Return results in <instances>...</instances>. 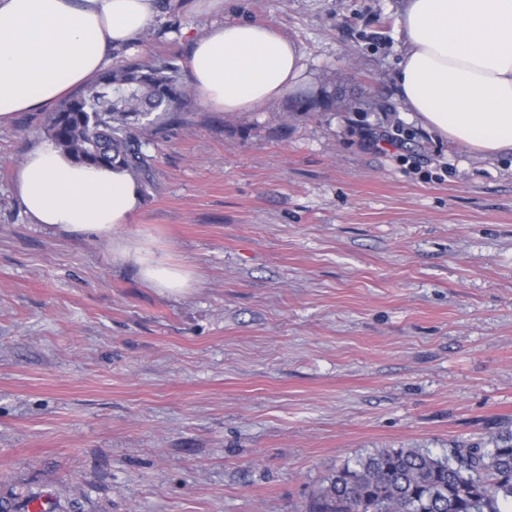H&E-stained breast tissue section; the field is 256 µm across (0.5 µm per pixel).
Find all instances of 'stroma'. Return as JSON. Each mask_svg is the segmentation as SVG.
<instances>
[{
    "instance_id": "stroma-1",
    "label": "stroma",
    "mask_w": 512,
    "mask_h": 512,
    "mask_svg": "<svg viewBox=\"0 0 512 512\" xmlns=\"http://www.w3.org/2000/svg\"><path fill=\"white\" fill-rule=\"evenodd\" d=\"M402 5L156 0L115 51L182 65L212 24L248 20L303 56L304 87L261 111L198 97L149 132L121 233L184 265L183 294L106 236L33 223L14 180L49 111L0 123V505L305 512L374 450L512 429V155L411 120Z\"/></svg>"
}]
</instances>
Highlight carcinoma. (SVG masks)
Segmentation results:
<instances>
[{"label":"carcinoma","mask_w":512,"mask_h":512,"mask_svg":"<svg viewBox=\"0 0 512 512\" xmlns=\"http://www.w3.org/2000/svg\"><path fill=\"white\" fill-rule=\"evenodd\" d=\"M192 97L173 61L128 58L48 117L47 134L76 163L126 168L149 183L153 157L143 132L163 118L182 120ZM309 512H512V432L459 442L442 456L384 448L343 465Z\"/></svg>","instance_id":"cac0c4a2"}]
</instances>
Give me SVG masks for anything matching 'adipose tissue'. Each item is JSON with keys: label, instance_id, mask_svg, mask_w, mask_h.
<instances>
[{"label": "adipose tissue", "instance_id": "1", "mask_svg": "<svg viewBox=\"0 0 512 512\" xmlns=\"http://www.w3.org/2000/svg\"><path fill=\"white\" fill-rule=\"evenodd\" d=\"M155 0H0V123L86 86L147 26ZM407 51L399 95L426 129L470 152H512V0H404ZM214 109L256 112L303 84L298 46L273 26L212 25L188 60ZM33 223L112 234V258L139 265L152 286L181 294L190 273L117 232L142 204L126 169L78 165L53 143L33 148L15 180Z\"/></svg>", "mask_w": 512, "mask_h": 512}]
</instances>
